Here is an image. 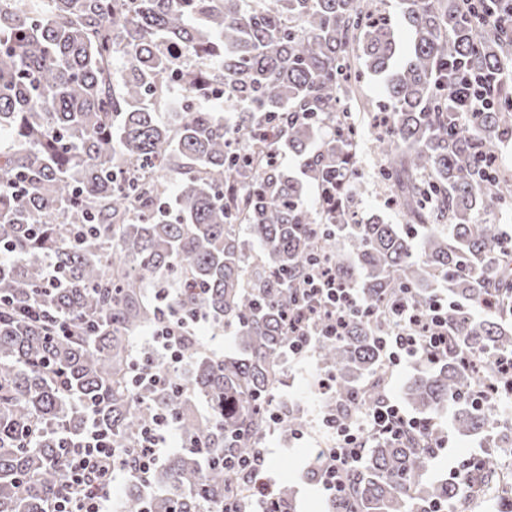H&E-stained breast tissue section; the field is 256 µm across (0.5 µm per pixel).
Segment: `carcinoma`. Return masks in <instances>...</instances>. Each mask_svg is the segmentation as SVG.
I'll return each instance as SVG.
<instances>
[{
	"label": "carcinoma",
	"mask_w": 512,
	"mask_h": 512,
	"mask_svg": "<svg viewBox=\"0 0 512 512\" xmlns=\"http://www.w3.org/2000/svg\"><path fill=\"white\" fill-rule=\"evenodd\" d=\"M483 0H400L409 44L370 0H0V512H46L65 463L64 439L96 408L130 448L172 411L184 446L125 512H199L254 484L224 457L256 447L270 425L288 345L285 313L321 260L362 309L346 335L313 346L327 413L345 422L384 401L388 311L448 295V354L420 359L404 401L423 419L452 408L463 436L498 431L493 452L467 463L499 512H512L498 475L512 427L498 404L512 383L490 358L512 354V251L496 210L512 208V177L482 160L512 140V86L468 119L454 103L457 65L497 74L512 64V30L485 22ZM385 75L382 112H351L370 75ZM240 107L224 123L223 103ZM173 108L171 118L163 107ZM374 131L388 205L414 239L372 214L358 217V141ZM299 160L288 174L271 153ZM349 252L337 249L339 238ZM63 286L45 290L44 263ZM168 307L230 326L238 357L183 355L188 375L134 381L130 339ZM40 305L66 326L50 336L22 310ZM210 404L201 418L185 393ZM440 440L423 432L372 437L329 512H466L458 481L424 479Z\"/></svg>",
	"instance_id": "carcinoma-1"
}]
</instances>
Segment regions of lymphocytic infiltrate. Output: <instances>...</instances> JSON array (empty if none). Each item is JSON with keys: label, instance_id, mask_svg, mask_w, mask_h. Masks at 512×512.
Segmentation results:
<instances>
[{"label": "lymphocytic infiltrate", "instance_id": "obj_1", "mask_svg": "<svg viewBox=\"0 0 512 512\" xmlns=\"http://www.w3.org/2000/svg\"><path fill=\"white\" fill-rule=\"evenodd\" d=\"M307 305L288 314V353L300 358L312 349L314 335L336 338L344 335L349 320L360 307L353 288L340 283L326 266L314 267L302 283ZM389 318L392 331L380 339L385 359L390 366L419 359L421 354L437 356L448 347L446 320L441 302L425 308L408 304L392 307ZM200 314L181 316L162 322L154 333L158 357L163 370L142 366L136 378L154 386L162 385L165 376L178 374L183 363L182 344L193 324L201 322ZM332 434L331 447L317 449L313 463L321 471L320 484L329 499H337L346 489L350 466L361 459L366 434H393L404 428L417 429V418L405 415L391 402L362 414L359 422L339 421L335 416L323 418ZM175 428L173 416L160 413L143 430L134 448H115L112 437L95 417H88L83 433L68 441V457L56 494L48 512H107L112 502V483L117 474H127L147 482L160 462L162 446Z\"/></svg>", "mask_w": 512, "mask_h": 512}]
</instances>
